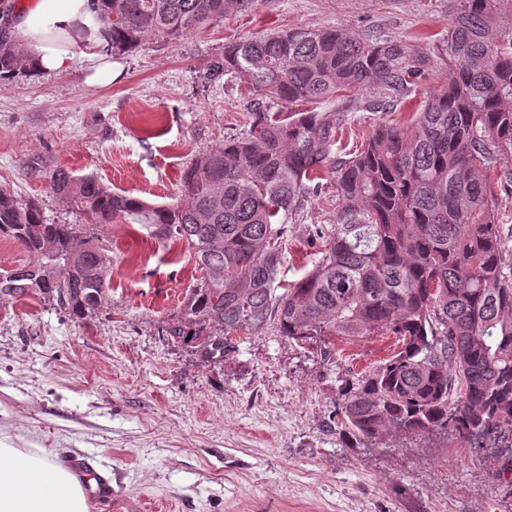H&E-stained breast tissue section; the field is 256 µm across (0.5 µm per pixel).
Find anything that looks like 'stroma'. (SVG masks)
I'll list each match as a JSON object with an SVG mask.
<instances>
[{"mask_svg":"<svg viewBox=\"0 0 512 512\" xmlns=\"http://www.w3.org/2000/svg\"><path fill=\"white\" fill-rule=\"evenodd\" d=\"M450 0H258L180 38L116 58L107 86L86 84L84 44L69 69L0 80V187L38 200L49 224L86 217L54 194L63 168L112 190L174 202L183 170L249 122L252 93L205 86L198 69L229 41L270 29L337 26L410 44L432 57L405 120L448 66ZM384 112L336 115L343 145L361 144ZM336 217L324 173L317 200L287 232L283 272L295 280ZM112 250L108 308L80 320L36 297L0 301V443L89 454L117 473L122 500L90 512H512V433L476 443L452 431L385 436L347 447L332 416L350 371L387 359L390 336L336 341V355L280 336L229 331L223 366L173 347L164 329L200 273L184 246L138 224L97 227Z\"/></svg>","mask_w":512,"mask_h":512,"instance_id":"obj_1","label":"stroma"}]
</instances>
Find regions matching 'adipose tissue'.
Segmentation results:
<instances>
[{
	"label": "adipose tissue",
	"mask_w": 512,
	"mask_h": 512,
	"mask_svg": "<svg viewBox=\"0 0 512 512\" xmlns=\"http://www.w3.org/2000/svg\"><path fill=\"white\" fill-rule=\"evenodd\" d=\"M9 23L13 39L41 73L68 68L74 59L69 46L85 29L88 80L111 82L112 61L103 51L108 39L91 0H32ZM53 455L49 448L0 446V512H89L81 483Z\"/></svg>",
	"instance_id": "ef3b65f1"
}]
</instances>
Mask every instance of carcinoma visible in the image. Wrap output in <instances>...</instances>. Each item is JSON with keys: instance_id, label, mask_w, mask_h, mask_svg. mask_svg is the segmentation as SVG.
<instances>
[{"instance_id": "cac0c4a2", "label": "carcinoma", "mask_w": 512, "mask_h": 512, "mask_svg": "<svg viewBox=\"0 0 512 512\" xmlns=\"http://www.w3.org/2000/svg\"><path fill=\"white\" fill-rule=\"evenodd\" d=\"M256 0H97L120 55L177 39ZM448 74L410 122L377 124L356 152H338L343 92L378 85L397 96L431 65L403 42L338 27L239 37L199 72L258 92L248 128L184 169L179 199L151 204L98 177L48 175L53 192L94 226L140 224L182 243L202 272L168 340L221 366L224 333L272 326L299 345L393 336L398 350L340 388L335 422L349 444L381 434L451 428L467 439L512 430V246L491 185L512 186V0H453ZM0 28V79L32 77ZM312 103L320 109H300ZM336 178V219L319 257L282 282L288 225ZM0 236L29 260L0 273V299L32 294L79 318L110 303L112 255L81 224H47L39 204L0 188Z\"/></svg>"}]
</instances>
